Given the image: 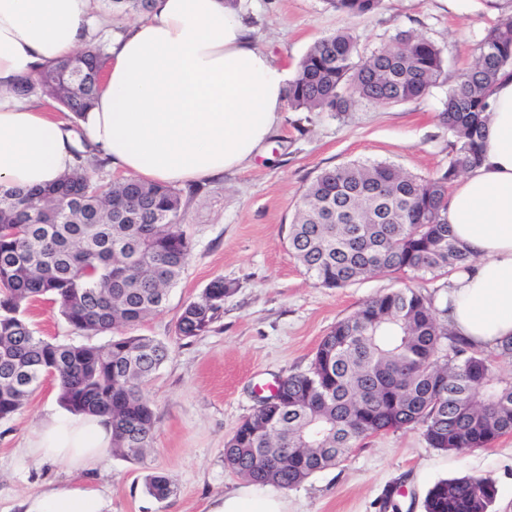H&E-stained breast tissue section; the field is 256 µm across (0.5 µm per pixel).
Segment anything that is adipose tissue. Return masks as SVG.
Segmentation results:
<instances>
[{
	"mask_svg": "<svg viewBox=\"0 0 512 512\" xmlns=\"http://www.w3.org/2000/svg\"><path fill=\"white\" fill-rule=\"evenodd\" d=\"M103 46L101 87L76 120L52 119L13 88L76 51ZM286 63L256 47L224 0H153L134 23L105 20L98 0H0V189L46 186L88 143L113 168L147 182L198 184L264 156L287 105ZM480 162L458 178L446 220L474 258L448 281L444 315L474 348L512 337V67L487 99ZM112 446L107 417L57 414L21 456L97 469ZM21 512H111L89 483L49 485ZM209 512H288L283 491L246 486Z\"/></svg>",
	"mask_w": 512,
	"mask_h": 512,
	"instance_id": "obj_1",
	"label": "adipose tissue"
}]
</instances>
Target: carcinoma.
I'll use <instances>...</instances> for the list:
<instances>
[{
    "instance_id": "obj_1",
    "label": "carcinoma",
    "mask_w": 512,
    "mask_h": 512,
    "mask_svg": "<svg viewBox=\"0 0 512 512\" xmlns=\"http://www.w3.org/2000/svg\"><path fill=\"white\" fill-rule=\"evenodd\" d=\"M350 18L382 0H327ZM102 48L80 51L18 87L53 98L79 117L97 93ZM359 62H354V59ZM512 66V15H503L459 71L439 113L453 141L448 166L431 177L386 163L353 161L318 173L305 187L288 229V248L325 288H344L384 272L465 268L470 255L442 213L452 183L480 156V129L500 70ZM442 47L401 31L360 56L350 28L317 40L299 60L287 92L294 111L343 113L356 101L401 104L447 81ZM77 166L49 187L0 191V420L16 414L52 372L70 412L107 416L111 453L142 459L156 416L145 385L167 357L149 336H128L164 307L191 249L180 230V190L133 178L103 184L105 161L88 145ZM232 289L216 280L188 303L175 331L204 335ZM46 299L75 331H117L107 344L48 341L30 328L28 306ZM512 358V338L494 351L472 348L448 330L430 298L403 288L371 298L336 322L310 367L280 379V406L263 396L224 443V464L248 480L289 489L338 465L359 440L380 431L418 429L443 452L488 448L512 434V374L493 369ZM147 492H172L165 475ZM496 490L476 476L436 482L425 512H488Z\"/></svg>"
}]
</instances>
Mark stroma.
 Masks as SVG:
<instances>
[{"instance_id":"stroma-1","label":"stroma","mask_w":512,"mask_h":512,"mask_svg":"<svg viewBox=\"0 0 512 512\" xmlns=\"http://www.w3.org/2000/svg\"><path fill=\"white\" fill-rule=\"evenodd\" d=\"M240 9L259 46L292 67L317 39L339 29L353 28L365 55L413 29L444 48L453 75L471 61L486 29L512 14V0H383L377 11L356 19L328 0H241ZM446 92L441 85L407 103L359 102L342 114L288 111L266 157L185 193L189 263L163 309L131 329L168 348L147 387L157 416L153 448L138 462L109 458L90 475L111 499L112 512H206L211 499L246 483L225 467L224 442L254 412L259 386L307 370L336 322L372 297L408 286L423 287L437 300L446 295L445 270L380 273L340 289L321 287L292 257L287 240L302 191L322 169L388 162L432 176L446 168L451 136L437 120ZM219 278L234 289L222 317L203 336L180 339L175 324L184 306ZM26 318L50 341L102 345L110 339L73 331L46 300L32 303ZM59 408L58 385L47 380L19 412L0 421V512H17L19 499L38 486L79 479L62 465H23L17 457L35 425ZM154 473L173 479L166 499L145 488ZM462 475L490 480L492 512H512V434L462 453L430 448L417 430L369 436L336 467L288 489V509L381 512L394 486L400 512H424L434 483Z\"/></svg>"}]
</instances>
